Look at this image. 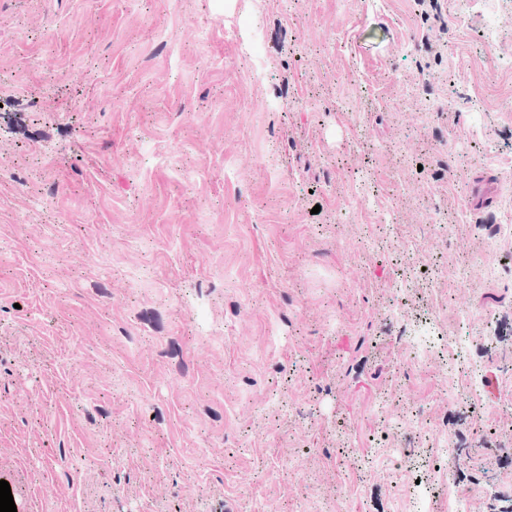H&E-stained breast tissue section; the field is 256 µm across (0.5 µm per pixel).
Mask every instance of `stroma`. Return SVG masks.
Returning <instances> with one entry per match:
<instances>
[{
  "mask_svg": "<svg viewBox=\"0 0 512 512\" xmlns=\"http://www.w3.org/2000/svg\"><path fill=\"white\" fill-rule=\"evenodd\" d=\"M456 10L0 0V480L24 512H411L387 454L437 477L446 436L469 512L512 504V237L480 231L512 212V0L497 43ZM424 320L437 349L399 376Z\"/></svg>",
  "mask_w": 512,
  "mask_h": 512,
  "instance_id": "35a3bbf8",
  "label": "stroma"
}]
</instances>
